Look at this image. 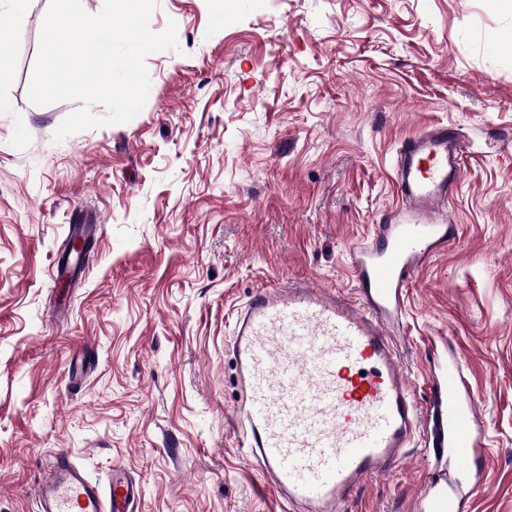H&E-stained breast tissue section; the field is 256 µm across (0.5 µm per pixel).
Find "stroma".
<instances>
[{
  "mask_svg": "<svg viewBox=\"0 0 512 512\" xmlns=\"http://www.w3.org/2000/svg\"><path fill=\"white\" fill-rule=\"evenodd\" d=\"M50 0H26L0 72V512H36L66 449L140 482L137 512H282L240 448L231 350L259 289L355 292L354 246L399 199L398 145L463 141L454 237L404 291L397 331L418 400L433 338L464 355L485 431L470 512H512V10L498 0H158L130 121L54 132L72 102L28 96ZM101 226L59 303L77 216ZM433 462L409 449L344 512H416Z\"/></svg>",
  "mask_w": 512,
  "mask_h": 512,
  "instance_id": "1",
  "label": "stroma"
}]
</instances>
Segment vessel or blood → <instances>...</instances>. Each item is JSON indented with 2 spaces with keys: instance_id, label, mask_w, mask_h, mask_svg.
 <instances>
[{
  "instance_id": "1",
  "label": "vessel or blood",
  "mask_w": 512,
  "mask_h": 512,
  "mask_svg": "<svg viewBox=\"0 0 512 512\" xmlns=\"http://www.w3.org/2000/svg\"><path fill=\"white\" fill-rule=\"evenodd\" d=\"M460 159L459 138L444 126L401 143L402 206L376 226L374 243L353 248L355 298L312 283L263 288L236 317L232 347L245 401L232 424L289 512H342L416 442L458 465L423 482L419 512H463L484 485L485 436L463 354H437L421 405L390 330L418 260L448 241L441 214ZM140 496L123 466L100 482L65 452L35 487L38 512H136Z\"/></svg>"
}]
</instances>
